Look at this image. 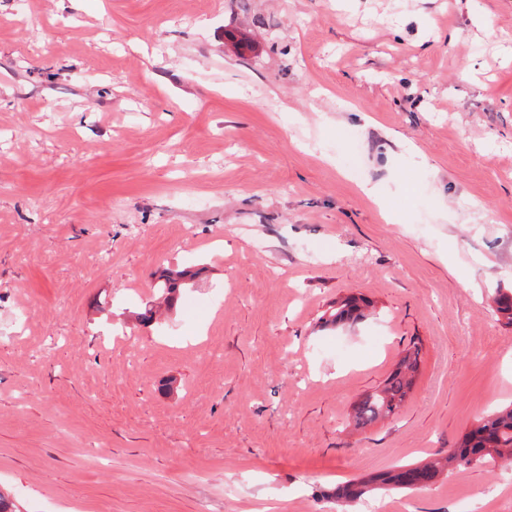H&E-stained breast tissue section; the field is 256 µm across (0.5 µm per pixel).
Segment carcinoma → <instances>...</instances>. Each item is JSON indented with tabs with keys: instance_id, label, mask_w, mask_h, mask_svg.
I'll list each match as a JSON object with an SVG mask.
<instances>
[{
	"instance_id": "obj_1",
	"label": "carcinoma",
	"mask_w": 512,
	"mask_h": 512,
	"mask_svg": "<svg viewBox=\"0 0 512 512\" xmlns=\"http://www.w3.org/2000/svg\"><path fill=\"white\" fill-rule=\"evenodd\" d=\"M193 274L187 270L167 269L157 280L160 296L171 304L180 288ZM366 301L347 296L333 302L320 317L322 326H337L362 316ZM496 311L512 325V291H501ZM421 348L409 347L394 370L373 392L365 394L354 406L356 424L368 426L378 419L398 414L407 401L420 372ZM497 458L512 459V404L481 418L466 432L448 455L419 465H401L381 471L366 479H353L336 486L335 497L350 507L365 495L379 489L418 490L429 486L439 476L462 466L486 463Z\"/></svg>"
}]
</instances>
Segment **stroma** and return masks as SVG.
Wrapping results in <instances>:
<instances>
[{
    "instance_id": "obj_1",
    "label": "stroma",
    "mask_w": 512,
    "mask_h": 512,
    "mask_svg": "<svg viewBox=\"0 0 512 512\" xmlns=\"http://www.w3.org/2000/svg\"><path fill=\"white\" fill-rule=\"evenodd\" d=\"M500 288L512 0H0V490L21 512H341L336 484L512 403ZM341 296L371 307L319 329ZM415 344L400 414L354 429ZM373 499L512 512V465ZM193 276L194 274L187 270L167 269L163 271L157 280L160 297H163L164 301L172 305L180 288H184L188 284L186 281Z\"/></svg>"
}]
</instances>
